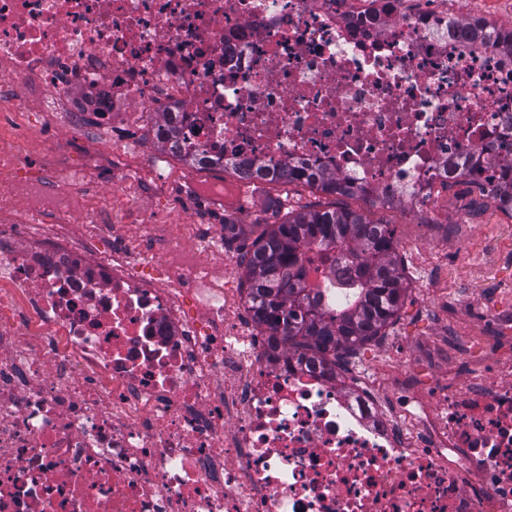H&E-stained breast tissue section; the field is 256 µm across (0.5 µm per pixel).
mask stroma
I'll return each instance as SVG.
<instances>
[{
    "instance_id": "35a3bbf8",
    "label": "stroma",
    "mask_w": 512,
    "mask_h": 512,
    "mask_svg": "<svg viewBox=\"0 0 512 512\" xmlns=\"http://www.w3.org/2000/svg\"><path fill=\"white\" fill-rule=\"evenodd\" d=\"M93 134L88 119L75 131L65 118L50 112H0V148L23 151L25 165L18 172L22 178L36 176L45 154L52 150L66 151L72 168L81 169L89 153L106 147L104 140L94 139ZM269 198V189H259L247 208L234 212L236 223L246 227L240 239L242 245H251L263 225L282 222L288 211L326 208L334 202L332 196L303 184L289 186L288 198L279 210L270 209ZM475 209L470 227L431 240L426 239L419 223L393 222L394 240L403 259L406 297L385 335L358 350L356 358L362 369H374L389 351L410 364L420 363L421 351L428 346L447 357L466 355L481 332L465 305L467 297L475 293H482L501 312L512 310V293L507 290L512 284V263L500 268V282L494 285L487 280L480 260L492 225L505 223L506 218L492 205ZM126 210V220L131 224L148 218L165 224H199L213 230L224 227L223 210L202 200L184 202L175 189L164 195L135 193ZM437 274L442 277L438 292H426L422 281Z\"/></svg>"
}]
</instances>
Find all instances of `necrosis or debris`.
<instances>
[{"label":"necrosis or debris","instance_id":"necrosis-or-debris-1","mask_svg":"<svg viewBox=\"0 0 512 512\" xmlns=\"http://www.w3.org/2000/svg\"><path fill=\"white\" fill-rule=\"evenodd\" d=\"M32 84L42 111L149 130L152 154L112 143L117 198L176 183L231 211L299 166L434 224L460 173L512 161V52L444 4L0 0V107ZM24 161L0 150V512H512V315L444 379L385 356L387 397L268 357L223 232L125 233L79 173Z\"/></svg>","mask_w":512,"mask_h":512}]
</instances>
